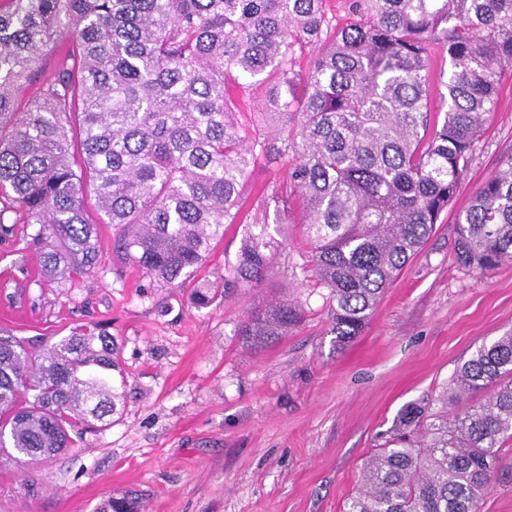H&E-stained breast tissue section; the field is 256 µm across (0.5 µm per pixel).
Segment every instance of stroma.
Wrapping results in <instances>:
<instances>
[{
	"instance_id": "35a3bbf8",
	"label": "stroma",
	"mask_w": 512,
	"mask_h": 512,
	"mask_svg": "<svg viewBox=\"0 0 512 512\" xmlns=\"http://www.w3.org/2000/svg\"><path fill=\"white\" fill-rule=\"evenodd\" d=\"M511 155L508 77L456 198L340 349L297 213L264 281L204 309L193 288L223 278L237 225L181 288L125 264L108 224L102 272L58 282L44 279L21 232L0 237V310L13 313V335L35 350L78 326L105 328L126 375L124 413L52 461L0 454V512H96L130 492L144 512H343L401 410L438 394L481 344L512 330V260L482 273L454 251L458 212ZM278 299L301 303L302 322L268 348H243L237 328Z\"/></svg>"
}]
</instances>
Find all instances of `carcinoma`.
I'll return each mask as SVG.
<instances>
[{
    "instance_id": "obj_1",
    "label": "carcinoma",
    "mask_w": 512,
    "mask_h": 512,
    "mask_svg": "<svg viewBox=\"0 0 512 512\" xmlns=\"http://www.w3.org/2000/svg\"><path fill=\"white\" fill-rule=\"evenodd\" d=\"M0 9V237L26 216L52 280L100 270L97 223L155 281L182 286L237 224L224 282L198 308L268 271L294 209L329 290V333L363 330L388 284L455 197L512 73V0H355L336 27L325 0H9ZM448 50L443 120L433 116V48ZM52 74L20 93L46 53ZM309 68H300L306 54ZM260 104L263 129L242 120ZM288 176L257 192L259 160ZM455 254L482 272L512 260V156L458 214ZM303 318L277 301L242 323L264 349ZM125 381L106 330L75 329L39 351L0 328V449L48 460L71 434L120 413ZM512 332L481 345L437 398L408 405L366 459L345 512H478L512 480ZM97 512H138L130 496Z\"/></svg>"
}]
</instances>
